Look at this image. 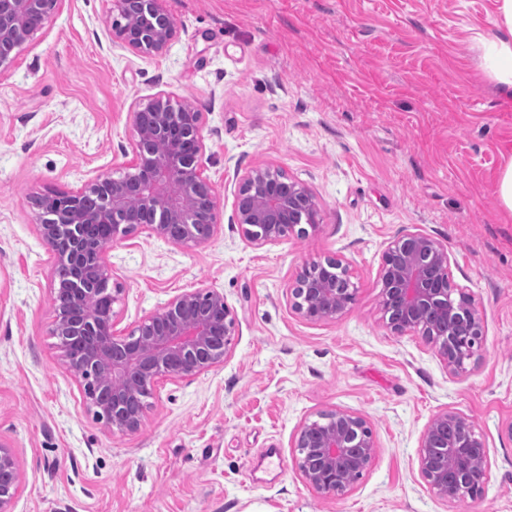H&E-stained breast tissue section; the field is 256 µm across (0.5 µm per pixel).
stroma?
Listing matches in <instances>:
<instances>
[{
	"instance_id": "35a3bbf8",
	"label": "stroma",
	"mask_w": 512,
	"mask_h": 512,
	"mask_svg": "<svg viewBox=\"0 0 512 512\" xmlns=\"http://www.w3.org/2000/svg\"><path fill=\"white\" fill-rule=\"evenodd\" d=\"M178 32L144 58L113 46L112 0H61L0 73V443L23 473L14 512H512V97L482 66L495 0H165ZM166 93L203 115L202 164L220 224L185 249L137 230L107 259L127 335L177 294L214 288L236 317L224 363L158 379L133 434L107 424L62 366L54 255L29 199L123 174L132 110ZM266 164L306 186L321 221L257 246L235 222L238 184ZM420 231L448 249L484 321L481 351L449 372L419 332L379 309L389 243ZM349 265L354 305L301 319L308 264ZM363 415L377 448L344 495L295 466L305 420ZM457 410L486 442L480 496L446 499L420 474L431 421Z\"/></svg>"
}]
</instances>
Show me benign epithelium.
<instances>
[{
	"label": "benign epithelium",
	"mask_w": 512,
	"mask_h": 512,
	"mask_svg": "<svg viewBox=\"0 0 512 512\" xmlns=\"http://www.w3.org/2000/svg\"><path fill=\"white\" fill-rule=\"evenodd\" d=\"M162 0H112V43L135 54H163L177 34L174 16ZM59 0H0V73L12 67L16 50L50 19ZM136 139L129 171L105 172L81 189L66 193L59 207L31 199L38 230L54 251L56 269L71 272L66 289L102 293L109 305L122 289L109 288L112 242L134 230L185 248L206 243L218 226L219 196L200 159L205 150L202 114L186 102L158 94L133 109ZM236 221L255 245L305 234L319 224L311 192L285 180V173L259 165L239 181ZM448 249L419 231L391 241L383 254L379 306L387 329L411 331L438 348L448 371L460 374L484 341L475 300L453 282ZM292 308L311 322L334 320L355 301L348 265L338 258L313 262L291 289ZM113 309L85 315L55 306L54 334L67 369L84 382L87 400L112 428L135 433L143 424L138 398L161 376L190 377L224 361L236 320L224 294L210 288L182 293L147 315L126 336L115 332ZM295 465L320 497H336L352 486L350 476L365 472L376 442L361 415L336 410L304 422L296 442ZM420 472L441 497L475 498L489 468L488 449L470 418L447 411L428 426L420 442ZM21 471L10 448L0 443V512H12Z\"/></svg>",
	"instance_id": "1"
}]
</instances>
